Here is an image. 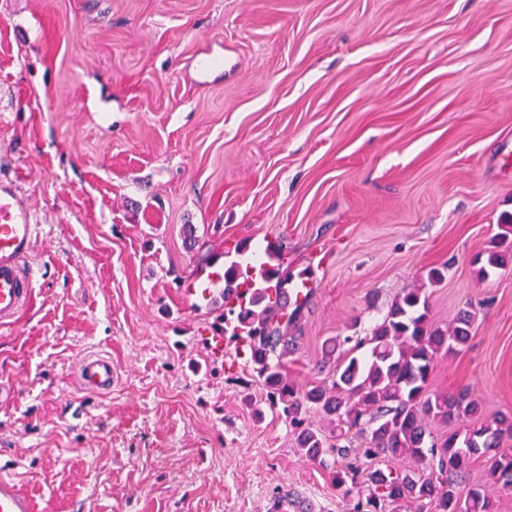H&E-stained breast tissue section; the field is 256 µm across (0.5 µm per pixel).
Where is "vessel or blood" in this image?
Instances as JSON below:
<instances>
[{
	"instance_id": "b4317fda",
	"label": "vessel or blood",
	"mask_w": 512,
	"mask_h": 512,
	"mask_svg": "<svg viewBox=\"0 0 512 512\" xmlns=\"http://www.w3.org/2000/svg\"><path fill=\"white\" fill-rule=\"evenodd\" d=\"M45 234L31 209L20 198L13 181L0 180V326L13 324L32 299L34 267L30 256ZM112 361L94 356L79 366V383L88 390L112 384ZM0 512H34L31 499L14 475L0 472Z\"/></svg>"
}]
</instances>
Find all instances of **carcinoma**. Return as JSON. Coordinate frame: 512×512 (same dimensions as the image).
<instances>
[{
  "mask_svg": "<svg viewBox=\"0 0 512 512\" xmlns=\"http://www.w3.org/2000/svg\"><path fill=\"white\" fill-rule=\"evenodd\" d=\"M500 228L497 249L487 259L492 268H503L512 258L507 246L512 218ZM266 255L269 261L258 271L240 261L224 267V336L235 353L248 356L301 455L320 466L331 458L342 461L332 469V481L351 512H401L406 503L413 512H494L486 489L466 486V468L472 458L491 452L496 482L512 486V448L500 447L502 438L512 435V421L482 419L479 401L465 390L428 391L437 356L454 354L470 340L473 311H461L452 329L443 331L428 323L423 289L406 290L371 335L344 338L354 343V351L371 345L369 360L348 355L340 368L330 365L328 354L321 368L332 371L330 380L303 388L282 367V360L298 350L299 337L288 335V325L301 320L303 304L288 297L293 275L285 267L283 247L274 245ZM312 413L327 428L315 426ZM436 420L455 428L427 446L428 424ZM400 458L414 460L417 467L398 472L372 467Z\"/></svg>",
  "mask_w": 512,
  "mask_h": 512,
  "instance_id": "carcinoma-1",
  "label": "carcinoma"
}]
</instances>
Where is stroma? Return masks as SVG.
Instances as JSON below:
<instances>
[{"instance_id": "35a3bbf8", "label": "stroma", "mask_w": 512, "mask_h": 512, "mask_svg": "<svg viewBox=\"0 0 512 512\" xmlns=\"http://www.w3.org/2000/svg\"><path fill=\"white\" fill-rule=\"evenodd\" d=\"M204 48L233 66L199 86ZM1 177L48 231L0 327V467L34 512H349L223 303L184 295L189 224L308 273L297 385L421 288L433 326L475 311L429 391L512 416V264L479 275L512 214V0H0ZM112 360L94 356L85 358L79 366V383L84 389L104 390L112 386Z\"/></svg>"}]
</instances>
